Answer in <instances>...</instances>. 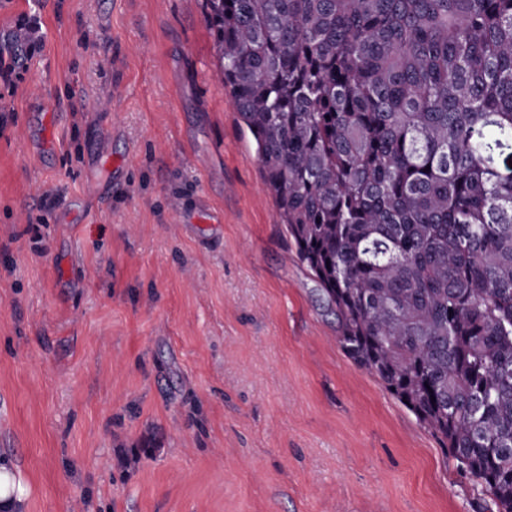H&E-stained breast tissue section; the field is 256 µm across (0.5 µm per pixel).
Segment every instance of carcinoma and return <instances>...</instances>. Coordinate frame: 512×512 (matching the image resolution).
Instances as JSON below:
<instances>
[{"instance_id": "cac0c4a2", "label": "carcinoma", "mask_w": 512, "mask_h": 512, "mask_svg": "<svg viewBox=\"0 0 512 512\" xmlns=\"http://www.w3.org/2000/svg\"><path fill=\"white\" fill-rule=\"evenodd\" d=\"M360 367L512 512V0H206Z\"/></svg>"}]
</instances>
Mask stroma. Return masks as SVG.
Segmentation results:
<instances>
[{
	"instance_id": "stroma-1",
	"label": "stroma",
	"mask_w": 512,
	"mask_h": 512,
	"mask_svg": "<svg viewBox=\"0 0 512 512\" xmlns=\"http://www.w3.org/2000/svg\"><path fill=\"white\" fill-rule=\"evenodd\" d=\"M30 14L0 86V466L25 512H493L343 351L205 0H0V37Z\"/></svg>"
}]
</instances>
